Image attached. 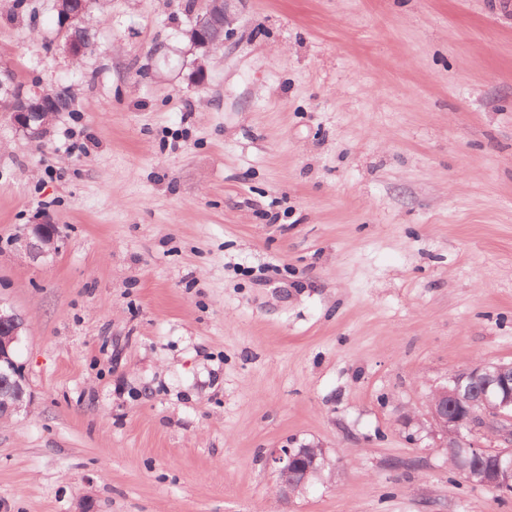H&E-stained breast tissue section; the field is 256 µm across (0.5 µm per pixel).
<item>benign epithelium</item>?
<instances>
[{
    "label": "benign epithelium",
    "mask_w": 512,
    "mask_h": 512,
    "mask_svg": "<svg viewBox=\"0 0 512 512\" xmlns=\"http://www.w3.org/2000/svg\"><path fill=\"white\" fill-rule=\"evenodd\" d=\"M230 0H201L189 35L194 47L209 51V31L224 33ZM71 9L62 11L65 49L72 56L85 52L70 30L84 22L85 8L80 0H69ZM0 99L9 105L14 125L33 139L43 137L48 122H40L47 102L46 93L30 94L18 88L12 70H0ZM56 235L51 224H32L16 239L17 250L29 257L48 255L55 249ZM25 331L23 316L0 301V396L8 394L12 403L6 414L18 415L28 410L31 395L23 369L15 355V344ZM452 388H440L429 401L426 422L440 435V447L455 454L458 468L468 474V481L499 494L512 495V362L500 361L456 371L450 377ZM491 434L493 444L481 442ZM492 459L490 470L481 466ZM269 463L278 475L277 491L291 498L305 490L316 477H323L329 466L324 449L305 444L299 448H281L270 454Z\"/></svg>",
    "instance_id": "obj_1"
}]
</instances>
